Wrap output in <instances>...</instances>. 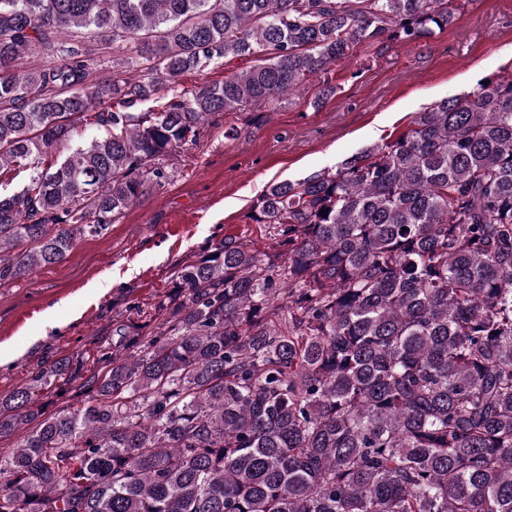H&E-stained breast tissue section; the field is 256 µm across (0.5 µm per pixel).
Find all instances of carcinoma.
I'll use <instances>...</instances> for the list:
<instances>
[{"label": "carcinoma", "instance_id": "cac0c4a2", "mask_svg": "<svg viewBox=\"0 0 512 512\" xmlns=\"http://www.w3.org/2000/svg\"><path fill=\"white\" fill-rule=\"evenodd\" d=\"M452 0H0V284L66 259L217 113ZM86 33L112 50V77ZM251 66L191 89L181 76ZM102 134L56 148L79 127ZM89 369L0 394V512H512V75L271 184ZM77 400L50 407L49 393Z\"/></svg>", "mask_w": 512, "mask_h": 512}]
</instances>
